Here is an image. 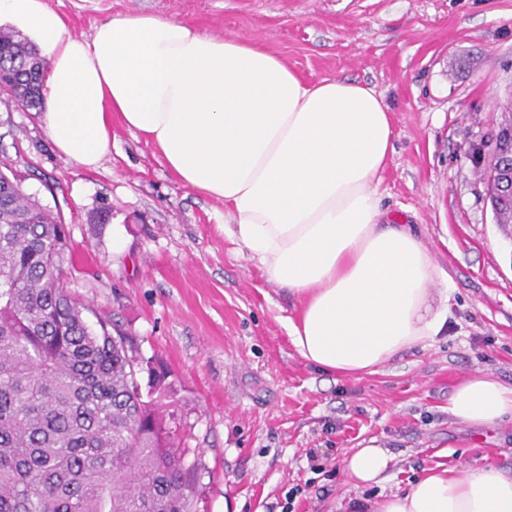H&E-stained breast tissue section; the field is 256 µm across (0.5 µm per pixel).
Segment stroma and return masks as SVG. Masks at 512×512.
<instances>
[{
  "instance_id": "stroma-1",
  "label": "stroma",
  "mask_w": 512,
  "mask_h": 512,
  "mask_svg": "<svg viewBox=\"0 0 512 512\" xmlns=\"http://www.w3.org/2000/svg\"><path fill=\"white\" fill-rule=\"evenodd\" d=\"M48 2L78 33L156 14L259 43L305 79L382 93L394 153L378 193L451 276L454 318L433 347L375 375L321 372L283 325L295 300L225 237L223 201L185 188L120 121L90 170L60 155L41 112L0 105V163L69 233V293L89 323L109 320L136 355L171 371L170 409L203 465L201 512H339L343 498H376L489 451L511 470L512 423L474 427L448 402L479 371L512 383V224L496 223L474 156L512 103V0ZM372 439L394 455L395 477L353 488L341 460Z\"/></svg>"
}]
</instances>
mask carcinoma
Returning <instances> with one entry per match:
<instances>
[{
  "instance_id": "obj_1",
  "label": "carcinoma",
  "mask_w": 512,
  "mask_h": 512,
  "mask_svg": "<svg viewBox=\"0 0 512 512\" xmlns=\"http://www.w3.org/2000/svg\"><path fill=\"white\" fill-rule=\"evenodd\" d=\"M43 80L38 48L0 33L5 106L42 108ZM67 247L61 218L0 171V512H198V461L163 411L170 370L88 323Z\"/></svg>"
}]
</instances>
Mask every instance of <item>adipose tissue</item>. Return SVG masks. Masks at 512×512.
<instances>
[{"label":"adipose tissue","mask_w":512,"mask_h":512,"mask_svg":"<svg viewBox=\"0 0 512 512\" xmlns=\"http://www.w3.org/2000/svg\"><path fill=\"white\" fill-rule=\"evenodd\" d=\"M0 26L20 29L45 57L44 125L67 160L98 168L116 114L183 186L223 200L225 236L298 303L286 329L301 358L328 374L373 375L446 333L448 271L377 192L394 151L383 95L303 79L260 44L150 14L85 35L47 0H0ZM448 413L482 428L512 421V384L470 376ZM393 460L370 443L341 467L367 486L390 480ZM352 508L512 512V473L487 457L464 470L439 463Z\"/></svg>","instance_id":"adipose-tissue-1"}]
</instances>
